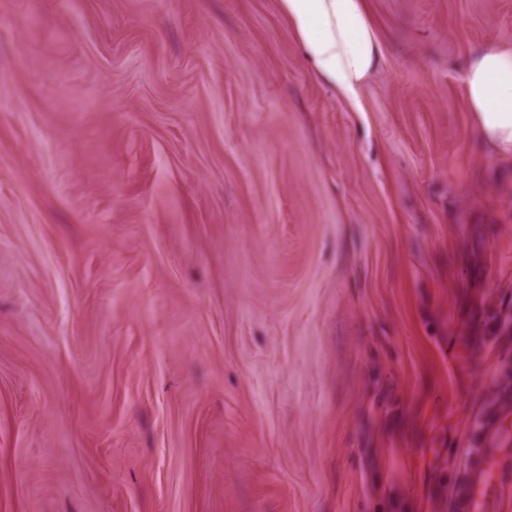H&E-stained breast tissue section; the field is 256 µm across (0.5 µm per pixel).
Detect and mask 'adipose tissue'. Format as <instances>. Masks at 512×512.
<instances>
[{
    "mask_svg": "<svg viewBox=\"0 0 512 512\" xmlns=\"http://www.w3.org/2000/svg\"><path fill=\"white\" fill-rule=\"evenodd\" d=\"M279 7L311 69L340 96L356 98L383 58L365 0H279ZM463 85L482 146L512 158V45L474 52Z\"/></svg>",
    "mask_w": 512,
    "mask_h": 512,
    "instance_id": "adipose-tissue-1",
    "label": "adipose tissue"
}]
</instances>
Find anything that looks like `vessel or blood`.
<instances>
[{"label":"vessel or blood","mask_w":512,"mask_h":512,"mask_svg":"<svg viewBox=\"0 0 512 512\" xmlns=\"http://www.w3.org/2000/svg\"><path fill=\"white\" fill-rule=\"evenodd\" d=\"M478 427L479 442L470 449L466 473L452 491L457 512H497L504 493L497 468L503 456L512 454V432L497 416L483 417Z\"/></svg>","instance_id":"b4317fda"}]
</instances>
